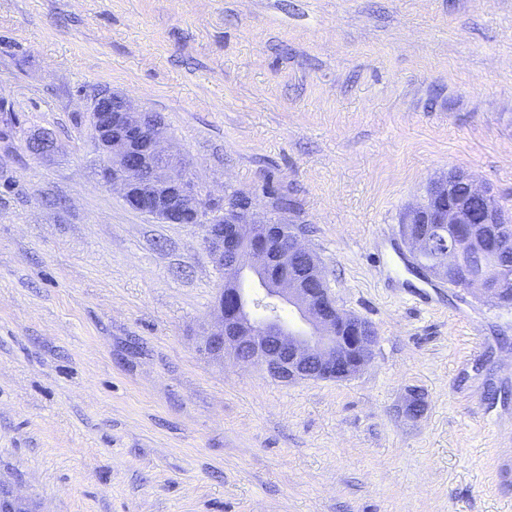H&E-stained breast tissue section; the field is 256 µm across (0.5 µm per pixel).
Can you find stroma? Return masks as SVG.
<instances>
[{"mask_svg": "<svg viewBox=\"0 0 512 512\" xmlns=\"http://www.w3.org/2000/svg\"><path fill=\"white\" fill-rule=\"evenodd\" d=\"M108 91L298 228L363 370L201 352L224 276L99 178ZM451 172L512 214V0H0V479L38 512H512V305L401 235Z\"/></svg>", "mask_w": 512, "mask_h": 512, "instance_id": "obj_1", "label": "stroma"}]
</instances>
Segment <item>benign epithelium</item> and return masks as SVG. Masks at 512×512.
<instances>
[{
	"label": "benign epithelium",
	"mask_w": 512,
	"mask_h": 512,
	"mask_svg": "<svg viewBox=\"0 0 512 512\" xmlns=\"http://www.w3.org/2000/svg\"><path fill=\"white\" fill-rule=\"evenodd\" d=\"M90 125L103 154L101 180L118 190L133 210L167 224H200L204 243L225 279L236 282L252 274L263 296L248 301L227 285L219 290L211 318L202 334L201 350L209 358L230 356L242 366L259 365L271 378L344 380L373 358L376 331L367 321L342 313L329 294L314 252L294 229L285 230L254 212L250 197L212 195L200 202L199 186L179 160L166 153V128L161 119L121 95L97 98ZM455 181L465 193L445 201L429 200L409 210L404 236L417 256L431 248L426 225L452 224L454 235L435 256L444 279L457 271L458 253L475 240L480 225L500 224L489 190L477 187L467 174ZM470 287L502 301L504 286L478 274ZM296 309L307 330L282 322L281 305ZM262 307L257 318L253 308ZM0 512H36L31 503L0 481Z\"/></svg>",
	"instance_id": "1"
}]
</instances>
